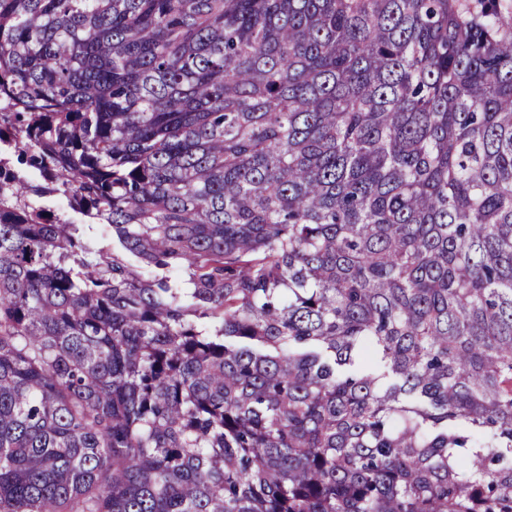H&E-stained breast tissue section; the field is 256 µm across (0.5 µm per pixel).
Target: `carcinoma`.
I'll return each mask as SVG.
<instances>
[{
    "instance_id": "carcinoma-1",
    "label": "carcinoma",
    "mask_w": 512,
    "mask_h": 512,
    "mask_svg": "<svg viewBox=\"0 0 512 512\" xmlns=\"http://www.w3.org/2000/svg\"><path fill=\"white\" fill-rule=\"evenodd\" d=\"M509 30L0 0V512H512Z\"/></svg>"
}]
</instances>
